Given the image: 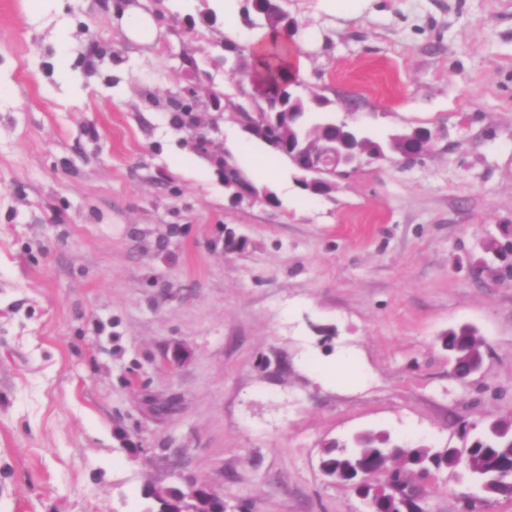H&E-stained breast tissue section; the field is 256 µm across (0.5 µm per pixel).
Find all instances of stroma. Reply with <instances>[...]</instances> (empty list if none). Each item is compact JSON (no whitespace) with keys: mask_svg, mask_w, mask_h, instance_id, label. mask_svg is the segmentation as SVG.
Instances as JSON below:
<instances>
[{"mask_svg":"<svg viewBox=\"0 0 512 512\" xmlns=\"http://www.w3.org/2000/svg\"><path fill=\"white\" fill-rule=\"evenodd\" d=\"M130 5L156 45L126 38ZM285 8L303 94L447 139L313 199L235 120L251 77L212 61L254 27L226 30L224 0H0V512H159L149 488L200 478L229 512H366L325 442L456 446L512 416V277L477 270L512 229V0ZM187 85L217 151L232 130L270 157L278 205L236 202L175 128ZM463 324L484 353L464 382L442 343ZM467 484L437 473L427 512Z\"/></svg>","mask_w":512,"mask_h":512,"instance_id":"35a3bbf8","label":"stroma"}]
</instances>
